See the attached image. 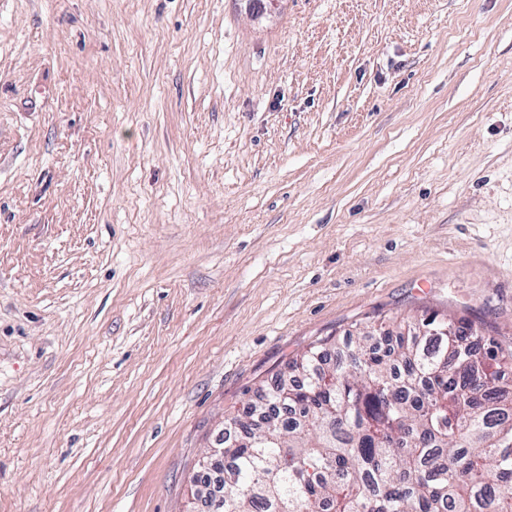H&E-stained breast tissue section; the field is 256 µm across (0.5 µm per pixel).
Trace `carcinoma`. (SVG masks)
<instances>
[{
    "instance_id": "1",
    "label": "carcinoma",
    "mask_w": 512,
    "mask_h": 512,
    "mask_svg": "<svg viewBox=\"0 0 512 512\" xmlns=\"http://www.w3.org/2000/svg\"><path fill=\"white\" fill-rule=\"evenodd\" d=\"M436 324L314 342L231 417L224 475L195 480L224 512H512V338Z\"/></svg>"
}]
</instances>
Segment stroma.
I'll return each instance as SVG.
<instances>
[{"instance_id": "1", "label": "stroma", "mask_w": 512, "mask_h": 512, "mask_svg": "<svg viewBox=\"0 0 512 512\" xmlns=\"http://www.w3.org/2000/svg\"><path fill=\"white\" fill-rule=\"evenodd\" d=\"M432 313L512 337V0H0V512H200L289 359Z\"/></svg>"}]
</instances>
